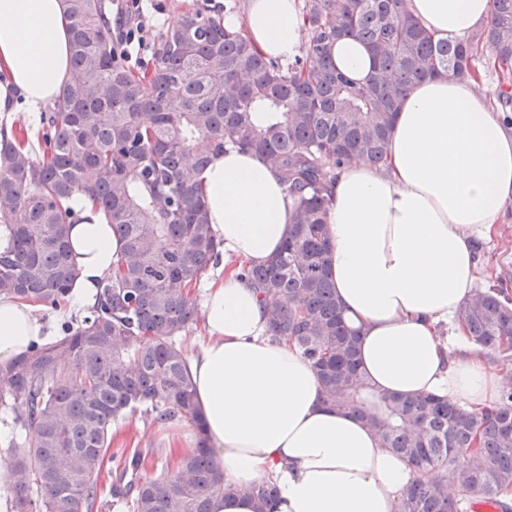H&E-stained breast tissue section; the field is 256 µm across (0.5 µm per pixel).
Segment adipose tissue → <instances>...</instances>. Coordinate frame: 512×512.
<instances>
[{
	"mask_svg": "<svg viewBox=\"0 0 512 512\" xmlns=\"http://www.w3.org/2000/svg\"><path fill=\"white\" fill-rule=\"evenodd\" d=\"M431 35L463 39L486 24L493 0H407ZM242 30L265 57L305 50L299 0H249ZM64 0H0V115H37L70 78ZM340 70L364 79L373 60L357 39L332 47ZM225 271L210 283L204 336L188 357L204 434L229 495L211 512H256L252 487L276 483L274 512H396L415 476L357 416L326 408L311 361L267 335L259 292L236 266L280 250L295 200L255 153L229 145L198 176ZM512 202V132L473 79L434 78L404 96L380 165L357 160L334 172L327 215L328 276L346 324L359 334L361 369L380 392L436 395L469 409L493 405L502 375L470 343L460 314L474 293L476 252ZM74 306L90 304L111 276L120 242L84 193L67 202ZM37 305L0 296V365L49 342Z\"/></svg>",
	"mask_w": 512,
	"mask_h": 512,
	"instance_id": "obj_1",
	"label": "adipose tissue"
}]
</instances>
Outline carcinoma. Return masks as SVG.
Masks as SVG:
<instances>
[{"label":"carcinoma","instance_id":"carcinoma-1","mask_svg":"<svg viewBox=\"0 0 512 512\" xmlns=\"http://www.w3.org/2000/svg\"><path fill=\"white\" fill-rule=\"evenodd\" d=\"M64 2L71 76L43 116V158L14 137L0 139V293L54 310L71 300L76 273L63 202L75 191L103 207L122 246L89 315L0 367V407L20 427L3 449L13 475L6 512H94L112 427L139 410L161 423L188 419L198 439L178 460L177 479L136 487L131 512H211L213 496L233 492L206 441L178 342L198 320L193 288L222 259L196 178L229 143L258 154L297 201L281 250L238 276L259 289L271 340L312 361L323 402L357 414L415 465L397 512H463L478 496L505 503L512 375L499 402L481 411L375 392L327 275L325 216L334 170L354 159L383 161L395 113L415 84L444 75L478 80L485 57L512 74V0H494L488 25L461 40L434 38L405 0H304L309 41L286 67L243 31L188 8L163 34L149 75L134 74L116 51L112 0ZM345 34L374 58L363 81L330 59ZM461 317L483 350L512 351V296L503 284L474 293ZM252 492L257 512H267L278 490L262 480Z\"/></svg>","mask_w":512,"mask_h":512}]
</instances>
